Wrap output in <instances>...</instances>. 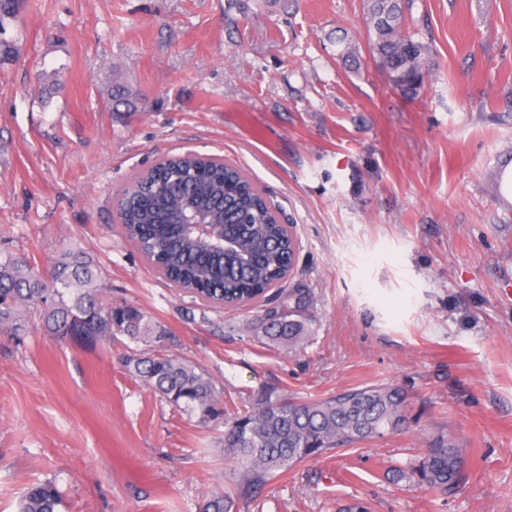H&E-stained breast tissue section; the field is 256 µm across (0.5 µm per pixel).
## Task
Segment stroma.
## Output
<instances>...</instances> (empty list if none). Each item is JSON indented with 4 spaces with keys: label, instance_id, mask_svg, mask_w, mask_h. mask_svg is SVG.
Instances as JSON below:
<instances>
[{
    "label": "stroma",
    "instance_id": "obj_1",
    "mask_svg": "<svg viewBox=\"0 0 512 512\" xmlns=\"http://www.w3.org/2000/svg\"><path fill=\"white\" fill-rule=\"evenodd\" d=\"M433 53L413 101L367 50L364 0H24L0 66V250L46 269L74 245L114 300L176 338L224 387L202 426L130 378L126 339L86 351L0 336V512L52 480L59 512H197L231 491L219 438L264 385L303 399L401 387L406 422L305 461L237 512H512V0H412ZM358 61L345 62V47ZM137 94L133 113L112 93ZM185 152L239 165L297 246L284 288L312 296L310 342L254 341L255 302L174 287L123 236L115 200ZM465 448L439 495L412 469ZM464 448H459L451 439H432L422 463L414 472V478L428 489L447 495L454 491L466 479L460 468L463 462Z\"/></svg>",
    "mask_w": 512,
    "mask_h": 512
}]
</instances>
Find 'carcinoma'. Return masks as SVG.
Masks as SVG:
<instances>
[{"label":"carcinoma","mask_w":512,"mask_h":512,"mask_svg":"<svg viewBox=\"0 0 512 512\" xmlns=\"http://www.w3.org/2000/svg\"><path fill=\"white\" fill-rule=\"evenodd\" d=\"M23 0H0V31L18 16ZM405 0H366L368 50L388 85L413 99L425 86L430 48L405 27ZM224 226V238L249 256L226 252L183 231L189 209ZM122 233L176 287L202 301L249 303L286 278L295 239L265 193L236 165L185 153L162 159L134 176L117 202ZM106 288L94 260L78 247L61 250L45 272L27 257L0 252V336L27 333L29 315L60 342L93 351L119 336L137 345L124 359L129 375L189 418L206 424L224 415L211 377L166 354L171 331L133 302L104 300ZM310 294L303 288L276 293L258 319L256 340L293 350L308 339ZM406 397L394 385H370L306 401L275 386L261 388L250 409L226 423L221 444L236 465L233 492L214 493L199 512H237L278 475L333 450L381 438L404 424ZM464 449L451 439L431 440L414 477L446 495L466 479ZM61 492L53 481L28 486L18 512H57Z\"/></svg>","instance_id":"1"}]
</instances>
